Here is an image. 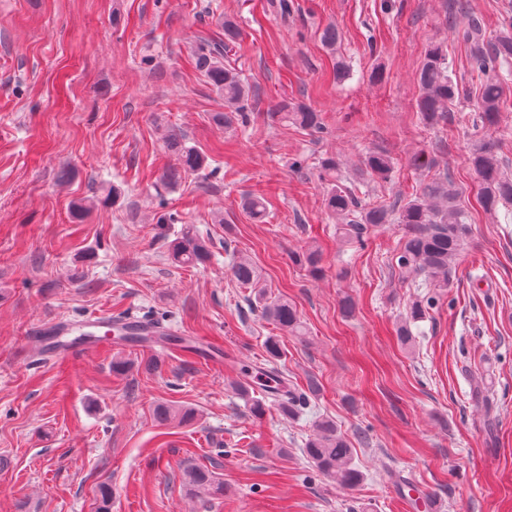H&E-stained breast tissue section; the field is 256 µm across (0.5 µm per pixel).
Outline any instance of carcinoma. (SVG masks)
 <instances>
[{
  "label": "carcinoma",
  "instance_id": "cac0c4a2",
  "mask_svg": "<svg viewBox=\"0 0 512 512\" xmlns=\"http://www.w3.org/2000/svg\"><path fill=\"white\" fill-rule=\"evenodd\" d=\"M239 37L237 23L226 18L224 41L201 44L194 56L197 70L224 97V111L213 113L211 120L226 128L239 122L246 124L250 119L249 87L235 69L224 64V49ZM462 39L468 65L480 78L473 108L475 116L471 119L465 116L463 120L470 119L474 126L490 130L498 126L500 113L505 110L503 89L512 80V17L505 19L492 36L486 35L480 21L473 19L464 29ZM417 81L420 88L417 110L429 125L439 123L449 105L464 94L463 87L452 76L448 54L439 46L427 51ZM273 115L283 123L314 132L323 130L319 113L304 102L285 100L276 106ZM167 145L177 156V166L166 173L167 178L204 168V157L197 149L185 146L178 135H169ZM468 160L478 178V199L483 211L494 216L499 207L512 204V177L504 174V165L494 143L474 139ZM364 167L366 174L374 179L387 180L392 174L391 158L383 152L369 153ZM319 175L331 184L324 205L328 215L336 219V233L343 242L363 244L364 234L370 226L405 225L396 265L405 277L420 278L426 287L436 289L434 294L414 301L408 320L397 328L401 344L409 345L411 324L426 318L428 308L454 287L457 259L471 232L470 215L457 203L456 193L442 181L426 186L421 194L402 206L393 203L363 207L338 185L343 176L335 157L322 159ZM170 256L183 266H196L209 259L210 239L188 230L172 244ZM294 260L306 266L314 276L321 273V253L316 249L298 252L294 254ZM231 273L239 284L256 289L258 307L266 318L292 336L300 339L306 336L303 322L288 300L267 302L266 291L258 287L256 269L248 259H237L232 264ZM268 377L274 381L273 391L278 395L275 402L289 416L294 414L295 407L306 402L308 394L315 392L311 382L307 384L306 392L288 387V378L275 369L268 371ZM154 417L161 425L173 421L184 423L194 418V412L187 406L165 403L155 407ZM304 452L319 472L333 478L340 486L353 489L360 484L362 475L353 464L352 443L333 420L324 418L315 423ZM186 476L189 490L194 494L224 491L223 483L217 481L208 469L192 467L186 471Z\"/></svg>",
  "mask_w": 512,
  "mask_h": 512
}]
</instances>
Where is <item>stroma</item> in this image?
Wrapping results in <instances>:
<instances>
[{
  "instance_id": "obj_1",
  "label": "stroma",
  "mask_w": 512,
  "mask_h": 512,
  "mask_svg": "<svg viewBox=\"0 0 512 512\" xmlns=\"http://www.w3.org/2000/svg\"><path fill=\"white\" fill-rule=\"evenodd\" d=\"M457 1L293 0L283 21L267 0H0V512H418L414 489L441 512H512V209L493 218L476 202L473 133L456 121L469 96L436 126L416 110L432 45L474 85L448 27ZM228 18L242 36L226 58L253 95L248 123L224 129L211 120L224 101L192 53ZM328 25L340 32L334 53L320 41ZM340 57L351 68L342 82ZM284 99L316 109L324 133L272 118ZM172 132L208 159L175 184L162 177ZM373 151L393 173L363 186L352 174ZM419 154L431 168L412 167ZM330 155L361 203L409 199L441 177L472 213L451 300L420 322L413 346L396 329L425 291L396 266L403 227L337 240L318 177ZM250 193L266 199L264 221L243 209ZM189 226L210 235L212 256L181 267L167 244ZM311 246L317 277L292 259ZM240 256L268 295L296 307L306 343L237 285ZM101 314L160 322L178 341L116 338L41 359L37 325ZM271 336L293 383H320L293 419L271 402L254 418L229 386L235 360L264 363ZM170 401L194 421L158 425L154 409ZM324 417L353 445L356 490L303 453ZM190 467L214 471L223 494L191 495Z\"/></svg>"
}]
</instances>
